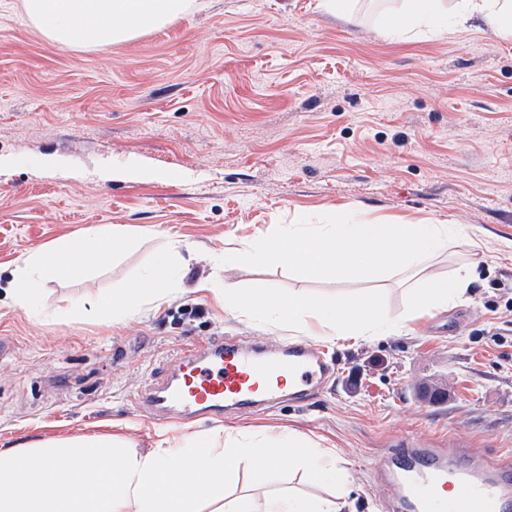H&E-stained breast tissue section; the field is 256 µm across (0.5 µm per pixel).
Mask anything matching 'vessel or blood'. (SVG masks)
Returning a JSON list of instances; mask_svg holds the SVG:
<instances>
[{
    "label": "vessel or blood",
    "instance_id": "1",
    "mask_svg": "<svg viewBox=\"0 0 512 512\" xmlns=\"http://www.w3.org/2000/svg\"><path fill=\"white\" fill-rule=\"evenodd\" d=\"M331 375L327 354L309 341L248 344L229 336L183 347L175 368H161L134 397L138 411L161 423L225 412L256 413L281 397L304 402ZM403 467L384 466L390 496L409 512H438L439 490L453 484L447 512H506L512 506V454L490 456L457 448H402Z\"/></svg>",
    "mask_w": 512,
    "mask_h": 512
}]
</instances>
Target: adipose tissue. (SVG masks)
Segmentation results:
<instances>
[{
  "label": "adipose tissue",
  "mask_w": 512,
  "mask_h": 512,
  "mask_svg": "<svg viewBox=\"0 0 512 512\" xmlns=\"http://www.w3.org/2000/svg\"><path fill=\"white\" fill-rule=\"evenodd\" d=\"M184 10L185 0H27L31 21L62 46L88 31L104 42H123L175 23ZM456 15L458 23L476 17L486 30L503 34L512 0H459ZM119 239L118 233L95 227L30 253L13 273V302L34 306L43 281L69 279ZM180 285L179 267L167 257L144 279L98 297L89 312L119 321L137 303L164 301ZM131 445L105 423L93 431L0 448V512H343L347 505L346 476L336 465L335 449L294 430L228 428L207 439L194 433L163 438L141 452ZM244 461L259 469L298 462L312 482L333 485L336 493L226 500L225 484Z\"/></svg>",
  "instance_id": "1"
}]
</instances>
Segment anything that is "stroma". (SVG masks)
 I'll use <instances>...</instances> for the list:
<instances>
[{"label": "stroma", "mask_w": 512, "mask_h": 512, "mask_svg": "<svg viewBox=\"0 0 512 512\" xmlns=\"http://www.w3.org/2000/svg\"><path fill=\"white\" fill-rule=\"evenodd\" d=\"M25 2L0 0V448L102 422L142 449L221 426L286 427L335 446L352 512H387L377 471L402 441L512 450V36L476 22L384 36L404 0H353L343 16L319 0H186L178 21L131 40L61 46ZM336 213L460 225L429 272L473 262L480 277L407 333L327 345L337 373L307 402L219 424L144 420L133 397L182 344L301 339L238 321L200 285L327 293L281 266L215 257ZM95 226L134 237L72 279L44 281L37 306L14 304L5 287L24 256ZM174 244L177 295L115 325L58 317L146 276ZM288 489L329 493L288 462L242 464L227 492Z\"/></svg>", "instance_id": "obj_1"}]
</instances>
